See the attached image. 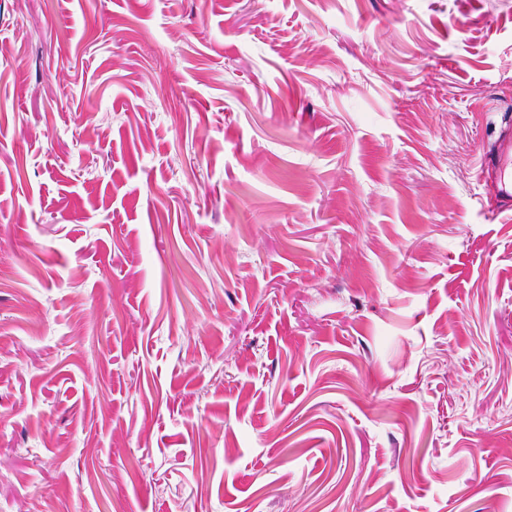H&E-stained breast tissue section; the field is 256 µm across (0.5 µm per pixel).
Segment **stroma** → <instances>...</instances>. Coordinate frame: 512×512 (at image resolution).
Wrapping results in <instances>:
<instances>
[{
	"label": "stroma",
	"mask_w": 512,
	"mask_h": 512,
	"mask_svg": "<svg viewBox=\"0 0 512 512\" xmlns=\"http://www.w3.org/2000/svg\"><path fill=\"white\" fill-rule=\"evenodd\" d=\"M512 0H0V512H512ZM495 163L499 171V181L501 184V192L509 195V188H512V181H508V172L511 171L512 179V141L510 139H502L496 148Z\"/></svg>",
	"instance_id": "obj_1"
}]
</instances>
